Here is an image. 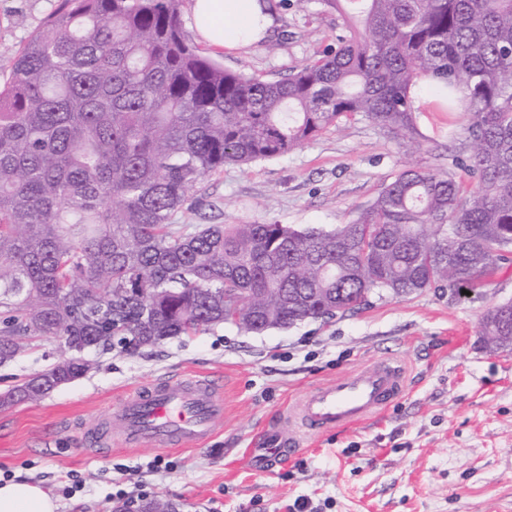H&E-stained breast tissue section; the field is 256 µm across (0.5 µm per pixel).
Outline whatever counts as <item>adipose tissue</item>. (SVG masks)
I'll return each instance as SVG.
<instances>
[{"mask_svg":"<svg viewBox=\"0 0 512 512\" xmlns=\"http://www.w3.org/2000/svg\"><path fill=\"white\" fill-rule=\"evenodd\" d=\"M190 25L202 42L239 50L264 39L275 21L265 0H192ZM52 495L39 484H0V512H56Z\"/></svg>","mask_w":512,"mask_h":512,"instance_id":"obj_1","label":"adipose tissue"}]
</instances>
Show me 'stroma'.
<instances>
[{
    "mask_svg": "<svg viewBox=\"0 0 512 512\" xmlns=\"http://www.w3.org/2000/svg\"><path fill=\"white\" fill-rule=\"evenodd\" d=\"M58 0H0V84L8 56L42 25ZM276 51L260 42L207 49L232 71L281 77L334 45L342 21L317 0L276 8ZM416 144L355 117L283 156L207 177L179 224L315 225L353 222L405 167L446 172L468 150L467 113L448 117L429 86L416 94ZM456 133H449V126ZM512 300V270L493 274L459 300L428 288L403 298L369 295L358 310L262 334L221 325L129 355L89 354L88 371L48 396L0 407V469L41 483L57 512H115L118 490L176 504L178 512H512V350L490 351L483 313ZM54 338L0 366V394L64 359ZM388 356L409 369L407 394L372 421L322 437L294 433L299 452L271 475L241 454L265 423L304 390ZM184 371L227 384L218 431L197 450L113 446L90 456L84 425L119 407L132 390ZM163 457L166 468L147 464ZM77 476L82 489L64 497Z\"/></svg>",
    "mask_w": 512,
    "mask_h": 512,
    "instance_id": "obj_1",
    "label": "stroma"
}]
</instances>
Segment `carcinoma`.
I'll list each match as a JSON object with an SVG mask.
<instances>
[{
  "instance_id": "cac0c4a2",
  "label": "carcinoma",
  "mask_w": 512,
  "mask_h": 512,
  "mask_svg": "<svg viewBox=\"0 0 512 512\" xmlns=\"http://www.w3.org/2000/svg\"><path fill=\"white\" fill-rule=\"evenodd\" d=\"M336 50L291 74L224 69L180 0H63L0 88V365L58 338L70 357L0 396L42 398L88 353L131 354L231 323L254 334L355 308L372 293L484 286L512 266V0H318ZM465 112L455 166L408 168L357 220L172 223L229 164L289 153L344 118L417 132L412 89ZM481 335L512 346V302Z\"/></svg>"
}]
</instances>
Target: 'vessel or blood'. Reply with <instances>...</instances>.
I'll list each match as a JSON object with an SVG mask.
<instances>
[{"mask_svg":"<svg viewBox=\"0 0 512 512\" xmlns=\"http://www.w3.org/2000/svg\"><path fill=\"white\" fill-rule=\"evenodd\" d=\"M407 389L404 362L388 357L308 390L289 419L304 434L321 436L369 421ZM223 413V391L212 380L180 377L137 390L114 415L111 427L96 422L85 427L83 436L97 455L107 453L116 440L129 447L194 445L214 433ZM293 451L280 424L252 441L244 457L268 473Z\"/></svg>","mask_w":512,"mask_h":512,"instance_id":"b4317fda","label":"vessel or blood"}]
</instances>
